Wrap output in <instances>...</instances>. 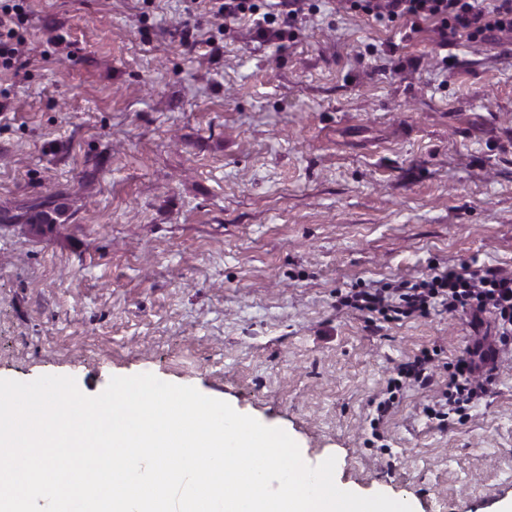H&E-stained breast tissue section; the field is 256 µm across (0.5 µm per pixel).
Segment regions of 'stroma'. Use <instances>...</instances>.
<instances>
[{
    "instance_id": "1",
    "label": "stroma",
    "mask_w": 512,
    "mask_h": 512,
    "mask_svg": "<svg viewBox=\"0 0 512 512\" xmlns=\"http://www.w3.org/2000/svg\"><path fill=\"white\" fill-rule=\"evenodd\" d=\"M0 72V211L50 200L43 236L0 223V378L154 374L284 429L336 484L413 512L512 502V358L440 428L393 368L474 341L466 318L342 308L463 262L512 271V36L440 51L311 0L296 37L193 0H27ZM195 28L214 50L184 43ZM66 43L54 44L56 34Z\"/></svg>"
}]
</instances>
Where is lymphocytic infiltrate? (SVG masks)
<instances>
[{
	"label": "lymphocytic infiltrate",
	"mask_w": 512,
	"mask_h": 512,
	"mask_svg": "<svg viewBox=\"0 0 512 512\" xmlns=\"http://www.w3.org/2000/svg\"><path fill=\"white\" fill-rule=\"evenodd\" d=\"M209 10L225 23L251 19L259 42L283 40L293 23L305 14L306 0H208ZM350 11L382 27L397 23L418 32L428 22L438 36L440 49L455 40H485L490 33H512V0H347ZM26 0H0V69L14 67L24 41ZM341 307L367 315L369 320L399 322L438 311L451 316L468 313L473 320L493 318L500 347L512 346V272L498 267H432L430 273L376 288H352L341 294ZM495 350L473 347L452 363H444L435 350H422L397 368L388 380L387 396L377 405L386 416L404 384L425 389L440 375L448 380L437 399L426 407L428 417L447 427L455 416L479 401L495 378L491 361Z\"/></svg>",
	"instance_id": "obj_1"
}]
</instances>
